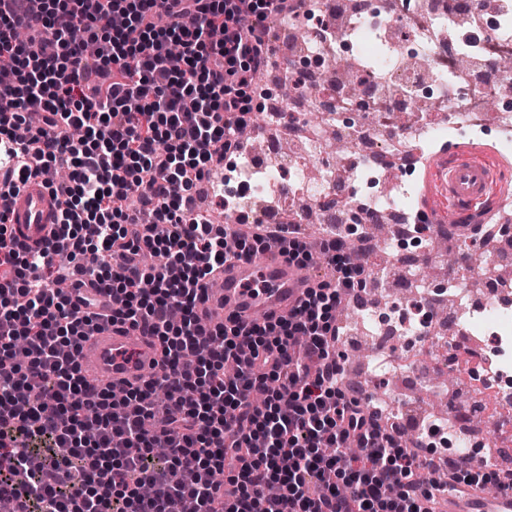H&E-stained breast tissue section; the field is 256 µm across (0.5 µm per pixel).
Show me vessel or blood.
I'll return each instance as SVG.
<instances>
[{"label":"vessel or blood","instance_id":"obj_1","mask_svg":"<svg viewBox=\"0 0 512 512\" xmlns=\"http://www.w3.org/2000/svg\"><path fill=\"white\" fill-rule=\"evenodd\" d=\"M19 139L0 147L10 165L0 169V197L6 205L7 239L30 246L51 238L63 209V198L53 192L43 177L18 183L12 178L11 164L17 163ZM449 200L470 210L483 203L501 177L500 170L467 157L456 158L440 170ZM221 288H202L198 314L202 323L215 327L229 321L247 325L257 315L285 317L299 305L317 279L310 268L283 260L278 246L261 258L238 260L224 267ZM158 358L154 341L127 326H90L82 342L79 361L87 380L94 385L114 388L139 385L155 370ZM443 512H512V492L487 495L472 489L448 495L441 503Z\"/></svg>","mask_w":512,"mask_h":512}]
</instances>
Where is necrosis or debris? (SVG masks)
<instances>
[{
    "label": "necrosis or debris",
    "instance_id": "obj_1",
    "mask_svg": "<svg viewBox=\"0 0 512 512\" xmlns=\"http://www.w3.org/2000/svg\"><path fill=\"white\" fill-rule=\"evenodd\" d=\"M468 11L461 0H314L311 8L277 20L274 34L294 75L293 95L275 74L264 82L258 107L263 123L289 120L287 138L268 137L255 153L238 154L224 165L220 197L233 215L249 214L260 202L269 224H303L309 213L339 229L336 244L361 250L371 267L379 256L408 269L398 292L405 305L361 306L353 354L363 355L374 378H385L402 353L426 350L430 362L448 365L462 396L418 369L404 371L408 391L427 389L446 402V415L408 433L428 435V453L451 461L452 450L469 437L475 420L512 427V229L500 227L509 244L496 257L479 293L459 280L426 276L420 260L445 224L410 226L415 152L395 153L411 140L431 151L447 130L439 112L463 128L489 127L502 111L503 64H512V13L483 12L475 28L458 29ZM491 58L495 70L481 68ZM402 221L401 232L377 241L369 214ZM467 320L470 360L451 365L460 320Z\"/></svg>",
    "mask_w": 512,
    "mask_h": 512
}]
</instances>
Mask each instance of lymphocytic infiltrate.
Wrapping results in <instances>:
<instances>
[{
	"instance_id": "f902f5d3",
	"label": "lymphocytic infiltrate",
	"mask_w": 512,
	"mask_h": 512,
	"mask_svg": "<svg viewBox=\"0 0 512 512\" xmlns=\"http://www.w3.org/2000/svg\"><path fill=\"white\" fill-rule=\"evenodd\" d=\"M36 2L25 31V0H0V138L37 113L58 135L31 133L16 179L70 176L44 248L0 225V512H435L439 487L418 479L432 460L343 385L336 312L362 273L348 253L323 241L330 277L288 317L209 328L197 313L251 250L189 214L192 194L244 147L265 20L304 0ZM96 319L156 339V377L91 385L78 353Z\"/></svg>"
}]
</instances>
